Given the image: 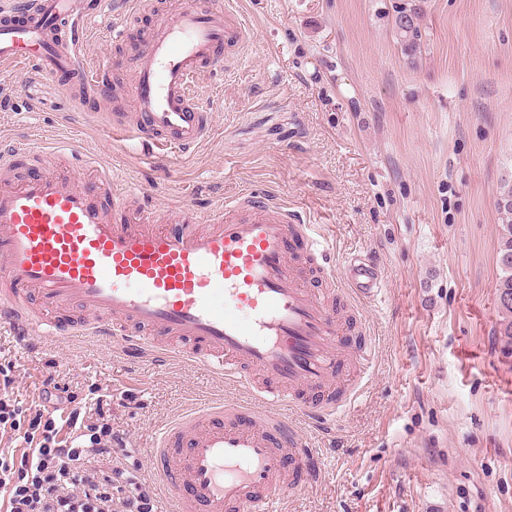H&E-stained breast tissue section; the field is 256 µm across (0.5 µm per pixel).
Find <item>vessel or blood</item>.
I'll return each instance as SVG.
<instances>
[{
  "instance_id": "b4317fda",
  "label": "vessel or blood",
  "mask_w": 512,
  "mask_h": 512,
  "mask_svg": "<svg viewBox=\"0 0 512 512\" xmlns=\"http://www.w3.org/2000/svg\"><path fill=\"white\" fill-rule=\"evenodd\" d=\"M84 18L78 0H14L0 9V66L64 79L81 107L104 100L112 65L83 62ZM247 37L240 16L210 0L160 14L127 91L135 112L117 127L147 151L201 144L212 124L197 80L237 59ZM28 159L0 157V325L25 338L88 332L130 354L191 359L253 390V405L189 408L147 450L177 512H277L289 485L317 482V451L294 419L335 422L363 386L341 381L349 352L338 338L352 318L306 282L319 274L341 281L344 297L372 300L382 290L376 265L335 275L304 211L249 190L205 213L179 205L160 225L154 212L127 211L106 173L83 187L53 174L12 178ZM74 306L88 319L43 316Z\"/></svg>"
}]
</instances>
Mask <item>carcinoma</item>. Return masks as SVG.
Wrapping results in <instances>:
<instances>
[{
  "label": "carcinoma",
  "instance_id": "cac0c4a2",
  "mask_svg": "<svg viewBox=\"0 0 512 512\" xmlns=\"http://www.w3.org/2000/svg\"><path fill=\"white\" fill-rule=\"evenodd\" d=\"M400 13L409 16L405 23L396 22V29L408 49L415 47L418 29L414 13L406 8ZM497 210L501 215L502 232L498 247V263L502 271L498 285V299L501 309V319L496 334L503 343V354L512 355V188L499 193Z\"/></svg>",
  "mask_w": 512,
  "mask_h": 512
}]
</instances>
